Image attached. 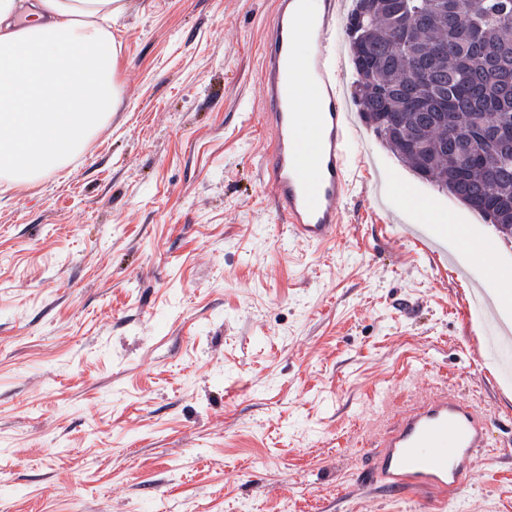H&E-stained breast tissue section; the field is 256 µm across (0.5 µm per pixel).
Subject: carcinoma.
<instances>
[{
    "label": "carcinoma",
    "instance_id": "1",
    "mask_svg": "<svg viewBox=\"0 0 512 512\" xmlns=\"http://www.w3.org/2000/svg\"><path fill=\"white\" fill-rule=\"evenodd\" d=\"M347 18L355 100L382 142L472 206L497 232L512 225V0H363ZM450 3L442 10L443 3ZM448 103L441 124L406 112Z\"/></svg>",
    "mask_w": 512,
    "mask_h": 512
}]
</instances>
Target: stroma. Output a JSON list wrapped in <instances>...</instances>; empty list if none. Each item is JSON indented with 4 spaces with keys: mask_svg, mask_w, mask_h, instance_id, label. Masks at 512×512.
<instances>
[{
    "mask_svg": "<svg viewBox=\"0 0 512 512\" xmlns=\"http://www.w3.org/2000/svg\"><path fill=\"white\" fill-rule=\"evenodd\" d=\"M274 0H129L122 101L65 167L0 186V512H512V348L461 215L367 125L338 239L263 183ZM448 388L488 420L461 495L369 484L377 437Z\"/></svg>",
    "mask_w": 512,
    "mask_h": 512,
    "instance_id": "35a3bbf8",
    "label": "stroma"
}]
</instances>
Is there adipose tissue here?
<instances>
[{"mask_svg":"<svg viewBox=\"0 0 512 512\" xmlns=\"http://www.w3.org/2000/svg\"><path fill=\"white\" fill-rule=\"evenodd\" d=\"M129 0H0V181L64 167L122 99L111 23Z\"/></svg>","mask_w":512,"mask_h":512,"instance_id":"adipose-tissue-1","label":"adipose tissue"}]
</instances>
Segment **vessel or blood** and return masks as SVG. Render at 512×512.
Instances as JSON below:
<instances>
[{
  "label": "vessel or blood",
  "mask_w": 512,
  "mask_h": 512,
  "mask_svg": "<svg viewBox=\"0 0 512 512\" xmlns=\"http://www.w3.org/2000/svg\"><path fill=\"white\" fill-rule=\"evenodd\" d=\"M346 0H320L318 12L304 0H276L265 30L263 124L271 138L263 156L277 214L297 239L325 245L335 241L343 219L341 205L353 181L348 155L355 143L357 105L340 71L344 48L337 36ZM304 55H296L298 42ZM306 67L316 88L315 112L300 118L294 110L293 66ZM484 413L448 389L403 409L379 437L371 458L372 477L391 492L434 488L457 494L462 480L486 447Z\"/></svg>",
  "instance_id": "vessel-or-blood-1"
}]
</instances>
